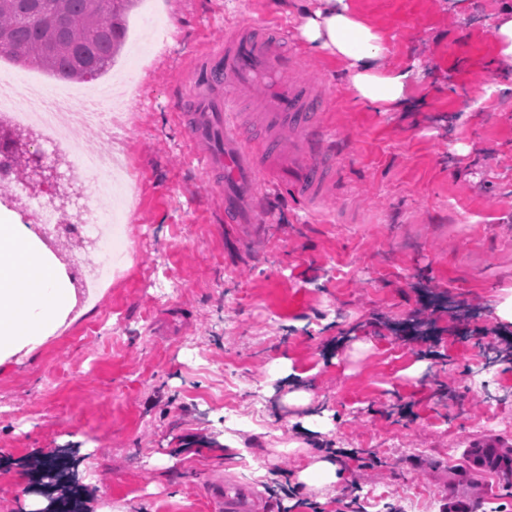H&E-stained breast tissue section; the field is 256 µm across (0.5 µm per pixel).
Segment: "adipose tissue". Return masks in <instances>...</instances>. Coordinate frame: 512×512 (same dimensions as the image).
I'll return each instance as SVG.
<instances>
[{
  "mask_svg": "<svg viewBox=\"0 0 512 512\" xmlns=\"http://www.w3.org/2000/svg\"><path fill=\"white\" fill-rule=\"evenodd\" d=\"M300 30L312 48L344 63L359 101L388 110L406 102L415 71L383 68L382 37L355 17L349 0H321L320 8L305 13ZM76 303L67 275L31 226L0 214V372L65 329Z\"/></svg>",
  "mask_w": 512,
  "mask_h": 512,
  "instance_id": "obj_1",
  "label": "adipose tissue"
}]
</instances>
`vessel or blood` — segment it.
<instances>
[{"label":"vessel or blood","instance_id":"b4317fda","mask_svg":"<svg viewBox=\"0 0 512 512\" xmlns=\"http://www.w3.org/2000/svg\"><path fill=\"white\" fill-rule=\"evenodd\" d=\"M298 57L285 53L277 34H236L222 51L213 53L205 68L194 75L200 90L196 110L189 117L195 144L192 159L203 176L224 174V213L236 224L254 223L253 210L244 199L258 181L277 182L299 196L314 201L330 182L334 162L327 149L324 127L308 89L278 86L267 100L264 114L271 131L269 138L250 139L240 124L230 95L224 88L242 92L253 89L261 76H278L293 70ZM294 131L296 138L282 145L273 134L280 128ZM275 158L277 168L261 169L257 155ZM213 501L217 512H260L257 493L227 483L217 490Z\"/></svg>","mask_w":512,"mask_h":512}]
</instances>
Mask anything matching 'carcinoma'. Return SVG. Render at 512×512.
<instances>
[{
    "label": "carcinoma",
    "instance_id": "carcinoma-1",
    "mask_svg": "<svg viewBox=\"0 0 512 512\" xmlns=\"http://www.w3.org/2000/svg\"><path fill=\"white\" fill-rule=\"evenodd\" d=\"M137 0H0V56L87 82L112 64Z\"/></svg>",
    "mask_w": 512,
    "mask_h": 512
}]
</instances>
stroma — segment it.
I'll return each instance as SVG.
<instances>
[{
  "label": "stroma",
  "mask_w": 512,
  "mask_h": 512,
  "mask_svg": "<svg viewBox=\"0 0 512 512\" xmlns=\"http://www.w3.org/2000/svg\"><path fill=\"white\" fill-rule=\"evenodd\" d=\"M504 2L350 0L384 38L385 66L420 72L387 112L356 100L343 64L301 37L319 0L139 7L171 24L164 42L142 28L114 63L133 70L117 133L140 182L129 260L97 307L0 372V512L48 490L31 464L62 448L112 512H214L212 487L265 495L277 466L299 470L320 447L384 465L338 458L336 487L268 497L269 512H342L353 491L367 512H447L472 481L485 492L470 512H512V481L487 483L467 455L512 448V324L498 315L512 299V88L496 87L493 36ZM246 25L287 32L300 63L281 80L318 89L337 169L309 212L260 183V226L226 220L183 118L194 71ZM455 210L472 223H450ZM425 303L431 323L412 325ZM293 385L326 413L325 433L303 432L311 408L283 401ZM228 402L252 423L226 419Z\"/></svg>",
  "instance_id": "stroma-1"
}]
</instances>
